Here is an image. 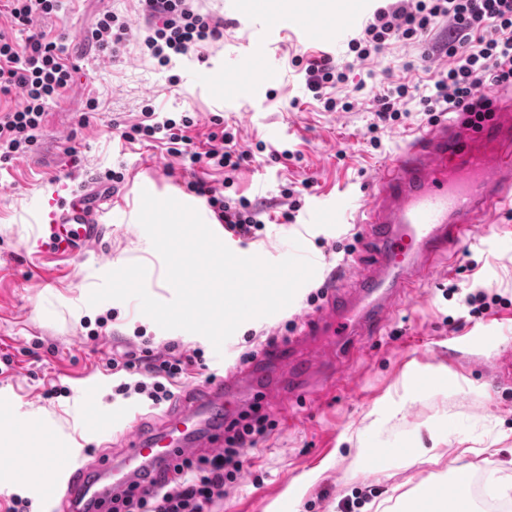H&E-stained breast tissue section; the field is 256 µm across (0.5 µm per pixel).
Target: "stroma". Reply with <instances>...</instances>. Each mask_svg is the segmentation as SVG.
<instances>
[{
    "label": "stroma",
    "instance_id": "1",
    "mask_svg": "<svg viewBox=\"0 0 512 512\" xmlns=\"http://www.w3.org/2000/svg\"><path fill=\"white\" fill-rule=\"evenodd\" d=\"M257 14L279 19L267 42L254 29L224 9V0H195L200 12L221 19L224 36L200 52L172 57L163 65L142 48L146 18L141 0H65L64 12L35 17L32 29L48 37L63 36L69 59L79 70L62 97L47 108L37 146L0 168V353L14 355L12 370L0 374V416L16 422L0 449L41 468L48 455L69 457L83 451L96 464L104 440L113 457L124 450V417L138 416L140 429L163 426L176 406H150L140 396L116 395L119 377L105 371L102 360L122 350L135 328L145 329L156 345L178 343L181 350L200 351L203 365L193 367L181 387H202L215 377L251 360L270 338L285 341L300 329L306 315L326 306L325 281L338 274L350 286L368 252L364 228L355 218L366 198L362 186L389 159L404 136L437 123L418 102L409 114L375 130L373 89L406 83L429 94L432 77L447 69L446 56L420 62L422 46L391 44L360 61L348 39L320 49L305 44L287 16L307 12L333 21L355 0H247ZM123 17L128 31L115 50L101 49L92 32L104 13ZM327 53L351 65L347 82L333 95L351 102L347 112H328L312 98L305 73L295 56ZM251 60L264 66L270 79L253 95L228 94L219 80L224 69ZM158 112L185 113L195 119L188 131L194 147L205 149L212 117L238 131L240 149L254 159L238 171L202 167L197 180L223 186L231 199L260 204L265 226L260 238L243 243L246 251L265 253L272 262L297 255L311 260L315 274L297 291L292 303L266 317L245 321L214 349L204 336L161 329L140 310L137 300H107L88 305L90 292L106 273L131 263L147 268L146 289L155 299L172 301L175 292L166 269L138 221L137 202L145 185L161 197L187 192V180L166 146L122 138L137 123L144 106ZM75 156H68V149ZM289 157H282V150ZM122 172L110 184L106 176ZM111 185L120 198L105 216L108 231L96 248L82 256L59 258L35 253L38 209L67 199L89 182ZM296 191L299 207L283 196ZM341 201L344 223H310L318 202ZM483 289L488 305L470 315L465 293ZM105 326H98L99 318ZM40 342L39 358L27 350ZM512 356V210L498 213L478 240L461 245L451 262L440 263L432 278L395 306L388 320L361 341L351 363L349 383H328L311 395L289 401L286 411L269 409L275 422L269 435L242 457V475L228 485L213 512H376L395 506L423 479L450 470L455 449L440 446L439 463L406 464L428 429L440 427L471 439L468 456L477 475L488 476L512 459V378L499 364ZM421 375L416 397L402 401L403 383ZM97 379L92 389L84 377ZM66 387L55 397L52 386ZM95 409L112 420V435L85 432L81 417ZM393 448L397 455L388 476L358 467L368 447ZM294 485L302 496L290 497ZM29 499V512H50L49 492L35 481L0 465V512L11 496Z\"/></svg>",
    "mask_w": 512,
    "mask_h": 512
}]
</instances>
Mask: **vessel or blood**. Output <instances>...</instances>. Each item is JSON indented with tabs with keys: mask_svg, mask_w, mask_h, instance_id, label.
<instances>
[{
	"mask_svg": "<svg viewBox=\"0 0 512 512\" xmlns=\"http://www.w3.org/2000/svg\"><path fill=\"white\" fill-rule=\"evenodd\" d=\"M293 25L304 40L328 45L349 22L339 18L328 25L300 16ZM222 79L225 88L240 92L265 85L263 69L254 63L224 71ZM492 109L495 119L477 126L466 113H449L404 140L379 167L357 217L369 231L370 270L359 274L354 287L332 289L325 310L283 349L260 351L245 368L213 380L187 399L162 430L129 440L120 462L107 455L92 468L72 459L45 461L37 485L51 488L54 512H106L112 497L140 482L144 473L173 479L183 457L223 444L245 387H258L263 368L280 353L306 373L317 370L327 378L341 373L340 363L318 357L301 361L296 354L311 336H332L343 344L359 330L379 328L391 302L427 279L436 259L473 240L476 225L512 208V103L498 97ZM109 201L108 193L94 186L74 191L68 203L44 213L47 237L36 242L37 251L74 257L95 246L104 233L101 217Z\"/></svg>",
	"mask_w": 512,
	"mask_h": 512,
	"instance_id": "1",
	"label": "vessel or blood"
}]
</instances>
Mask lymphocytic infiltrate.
Returning <instances> with one entry per match:
<instances>
[{
	"label": "lymphocytic infiltrate",
	"instance_id": "1",
	"mask_svg": "<svg viewBox=\"0 0 512 512\" xmlns=\"http://www.w3.org/2000/svg\"><path fill=\"white\" fill-rule=\"evenodd\" d=\"M148 18L143 38L151 55L166 64L172 55H185L201 43L220 39L221 20L195 10L189 0H142ZM62 0H0L11 27L0 28V96L21 90L23 101L14 108H0V162L7 163L36 145L42 117L50 101L69 86L73 69L63 57L60 39L33 32L35 16L58 14ZM453 23L446 43L440 47L448 56L447 72L433 80L434 91L422 97L425 112H465L473 120H483L488 110L486 92L494 87H512V0H392L378 8L366 21L351 45L358 59L365 60L397 41L422 42L437 19ZM306 84L326 111L337 107L329 88L346 82L345 67L329 57L303 60ZM142 122L124 132L127 140L159 141L167 144L178 158L183 174H193L205 165L234 171L250 154L238 149L232 127L213 119L205 151L192 149L187 135L194 126L192 117L160 115L152 108L142 112ZM205 196L218 223L240 239L255 238L263 226L260 211L246 199L225 198L222 188L200 181L190 184ZM134 342L105 362L111 374H123L115 389L123 397L139 395L152 405L175 401L174 387L189 368L200 360L199 351L184 353L177 343L164 348L135 330ZM268 415L246 416L237 429L226 431L224 446L208 456L186 457L178 467L179 478L165 482L144 474L138 493L116 497L112 512H208L209 506L223 500L224 488L234 482L241 470L245 449L255 447L272 429Z\"/></svg>",
	"mask_w": 512,
	"mask_h": 512
}]
</instances>
